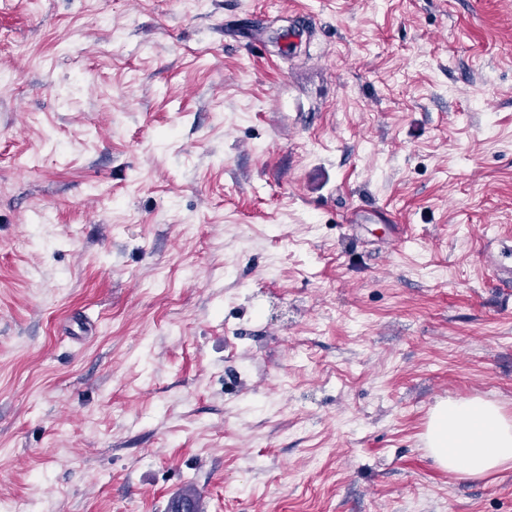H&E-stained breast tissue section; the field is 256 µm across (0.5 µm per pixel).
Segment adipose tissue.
<instances>
[{
    "label": "adipose tissue",
    "instance_id": "adipose-tissue-1",
    "mask_svg": "<svg viewBox=\"0 0 512 512\" xmlns=\"http://www.w3.org/2000/svg\"><path fill=\"white\" fill-rule=\"evenodd\" d=\"M425 443L442 469L486 477L512 466V418L480 398L445 400L431 414Z\"/></svg>",
    "mask_w": 512,
    "mask_h": 512
}]
</instances>
